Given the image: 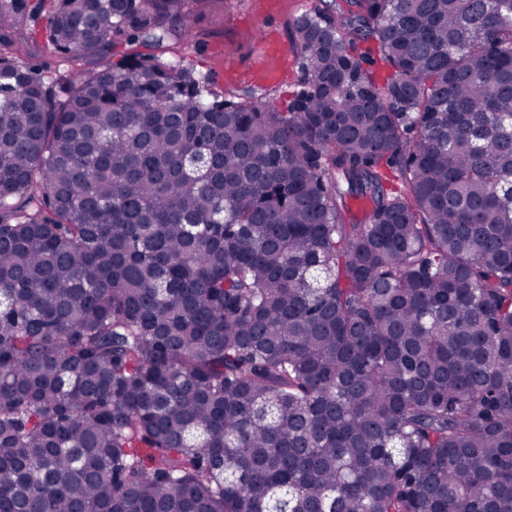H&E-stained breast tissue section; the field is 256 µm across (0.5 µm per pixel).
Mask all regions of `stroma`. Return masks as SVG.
Returning <instances> with one entry per match:
<instances>
[{
  "instance_id": "stroma-1",
  "label": "stroma",
  "mask_w": 512,
  "mask_h": 512,
  "mask_svg": "<svg viewBox=\"0 0 512 512\" xmlns=\"http://www.w3.org/2000/svg\"><path fill=\"white\" fill-rule=\"evenodd\" d=\"M313 0H224L214 12L196 16L193 35L165 48L151 49L143 42L120 45L128 54L154 53L159 59L180 58L205 78L209 87L225 97L252 93L276 104H287L298 89L297 62H290L284 78L255 83L252 72L263 54L258 32L273 31L283 50H290L287 26L297 15L311 8ZM55 0H23L17 14L0 21V39L17 42L18 58L40 68L47 82L65 84L76 72L99 69L96 56L65 58L52 52L45 40Z\"/></svg>"
}]
</instances>
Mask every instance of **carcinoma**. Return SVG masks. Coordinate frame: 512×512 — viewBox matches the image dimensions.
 <instances>
[{
  "label": "carcinoma",
  "mask_w": 512,
  "mask_h": 512,
  "mask_svg": "<svg viewBox=\"0 0 512 512\" xmlns=\"http://www.w3.org/2000/svg\"><path fill=\"white\" fill-rule=\"evenodd\" d=\"M221 2L57 0L46 41ZM343 2L283 109L0 48V512H512V0Z\"/></svg>",
  "instance_id": "cac0c4a2"
}]
</instances>
